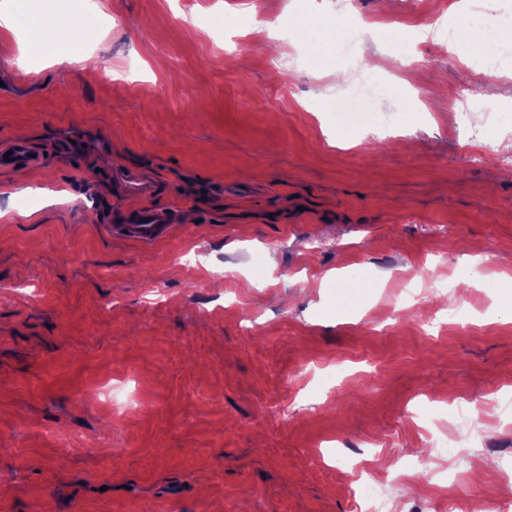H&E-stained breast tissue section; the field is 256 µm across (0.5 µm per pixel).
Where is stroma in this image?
<instances>
[{"label": "stroma", "instance_id": "1", "mask_svg": "<svg viewBox=\"0 0 512 512\" xmlns=\"http://www.w3.org/2000/svg\"><path fill=\"white\" fill-rule=\"evenodd\" d=\"M96 2L18 0L0 55V146L42 154L25 181L0 168V512H360L380 482L394 512H446L503 491L512 172L462 164L456 122L485 108L467 84L512 102L470 65L512 31L418 40L464 0ZM42 17L68 19L59 42L92 28L77 62L19 65ZM361 69L395 138L336 124ZM119 163L153 199L119 192ZM149 205L177 214L168 237L112 234ZM406 281L425 294L402 313ZM466 403L483 441L435 448Z\"/></svg>", "mask_w": 512, "mask_h": 512}]
</instances>
